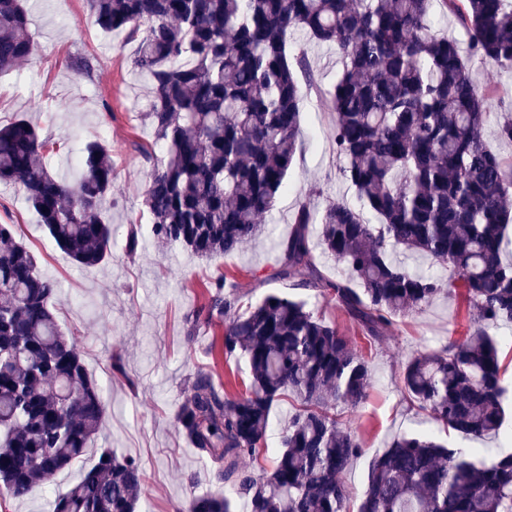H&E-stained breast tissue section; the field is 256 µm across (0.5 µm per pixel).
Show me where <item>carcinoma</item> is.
I'll return each mask as SVG.
<instances>
[{
  "instance_id": "obj_1",
  "label": "carcinoma",
  "mask_w": 512,
  "mask_h": 512,
  "mask_svg": "<svg viewBox=\"0 0 512 512\" xmlns=\"http://www.w3.org/2000/svg\"><path fill=\"white\" fill-rule=\"evenodd\" d=\"M105 31L138 41L136 73L153 99L144 120L165 156L147 175L145 206L160 246L198 258L228 255L263 230L286 188L301 134L302 84L313 83L307 53L288 51L300 29L333 46L342 72L327 93L336 153L358 204L306 203L281 243L283 257L255 287L291 281L324 297L380 343L393 317L419 312L443 288H462L473 309L465 336L402 366L406 400L470 439L511 435L504 428L502 364L491 329L512 323V118L494 109L501 89L477 83L512 69V0H89ZM452 16L466 46L432 30L431 7ZM37 44L23 0H0V73L29 61ZM47 141L25 117L0 126V181L18 186L56 245L81 266L112 256L116 233L102 213L112 195V156L91 141L68 182L45 162ZM344 265L325 276L316 250ZM422 254L448 269V282L395 259ZM186 322L224 324V354H240L250 385L230 397L197 371L174 425L217 467L233 491L193 496L186 512H347L343 475L362 444L341 426L336 404L357 407L371 364L333 325L296 301L268 293L252 302L224 275ZM56 283L33 253L0 224V500L21 499L85 455L102 426L106 400L74 337L56 317ZM296 402L269 467L240 478L242 458L260 456L272 409ZM477 448H448L398 436L375 456L358 512H512V455L485 465ZM144 472L129 457L100 449L80 481L49 512H138Z\"/></svg>"
}]
</instances>
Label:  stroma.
Here are the masks:
<instances>
[{"label":"stroma","mask_w":512,"mask_h":512,"mask_svg":"<svg viewBox=\"0 0 512 512\" xmlns=\"http://www.w3.org/2000/svg\"><path fill=\"white\" fill-rule=\"evenodd\" d=\"M25 8L39 51L32 61L0 74V124L22 116L37 124L51 148L49 167L71 181L78 176L74 164L84 144L101 140L112 153L113 167L112 195L103 214L117 232L107 263L76 265L39 224L19 188L0 183V224L13 225L17 241L30 248L40 271L57 282L58 321L76 338L84 365L107 400L105 421L81 462L49 487L0 503V512H49L50 500L74 485L102 448L141 464L144 512H182L192 496L224 489L214 466L173 425L182 392L200 368L231 395L242 391L249 376L244 358L224 356L223 327L200 326L189 342L185 318L207 302L208 282L222 274L236 277L252 299L264 296V289H252L250 275L270 273L278 265L279 244L290 234L300 203L315 209L331 200L356 203L332 141V115L323 105L341 64L334 48L314 44L301 31L291 35L293 48L307 52L314 82L303 89L302 135L288 190L267 219L272 232L231 255L199 259L181 247L153 243L143 192L163 151L154 145L144 120L150 85L131 70L135 41L124 32L101 30L86 0H27ZM77 57L88 60L89 71L72 68ZM132 225L144 247L130 256L124 244ZM272 287L303 300L307 309L360 343L373 368L366 399L354 409L336 407L344 428L362 443L361 455L344 478L350 512H356L365 491L371 461L394 437L428 433L449 446L461 445L457 433L404 400L400 383L401 367L411 355L441 350L466 331L470 310L458 292L441 291L424 311L394 318L387 339L370 347L334 302L289 282L276 281ZM117 359L124 367L120 374L113 369Z\"/></svg>","instance_id":"obj_1"}]
</instances>
